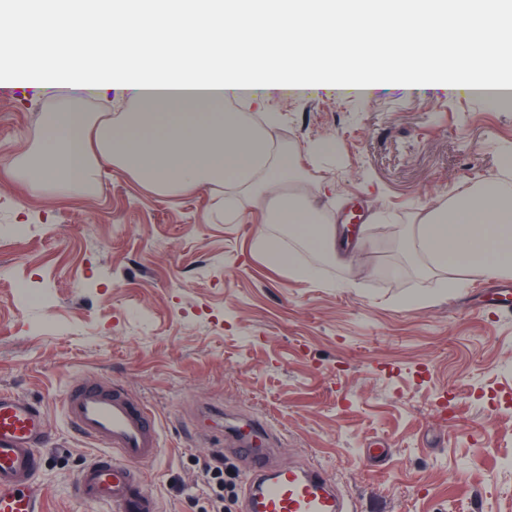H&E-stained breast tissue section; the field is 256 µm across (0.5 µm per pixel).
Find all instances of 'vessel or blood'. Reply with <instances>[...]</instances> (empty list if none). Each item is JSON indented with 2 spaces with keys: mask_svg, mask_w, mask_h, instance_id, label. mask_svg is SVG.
I'll return each mask as SVG.
<instances>
[{
  "mask_svg": "<svg viewBox=\"0 0 512 512\" xmlns=\"http://www.w3.org/2000/svg\"><path fill=\"white\" fill-rule=\"evenodd\" d=\"M62 410L74 433L98 449L83 465L73 496L111 512H161L138 471L161 452L159 425L144 400L119 385L80 381L65 393ZM46 422L40 403L0 390V512H44L36 475L48 439ZM266 432L265 423L254 421L234 441V453L247 467L241 512H353L323 469L277 461L261 444Z\"/></svg>",
  "mask_w": 512,
  "mask_h": 512,
  "instance_id": "vessel-or-blood-1",
  "label": "vessel or blood"
}]
</instances>
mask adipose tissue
<instances>
[{
    "mask_svg": "<svg viewBox=\"0 0 512 512\" xmlns=\"http://www.w3.org/2000/svg\"><path fill=\"white\" fill-rule=\"evenodd\" d=\"M465 7L488 34L481 49L471 30L445 24ZM509 15L512 0H79L66 16L63 55L36 69L13 36L41 13L12 11L0 19V64L58 90L61 118L46 124L41 164L6 170L28 191L67 197L95 188L106 159L158 194L204 186L244 195L260 223L256 251L290 277L315 270L302 253L281 250L268 225H286L307 250L354 269L361 249H338L335 225L300 176L303 153L274 139L276 115L227 111L229 97L343 87L349 71L368 65L426 85L449 63L456 89L496 103L512 95V28L500 23ZM104 89L139 100L140 111H83L84 94ZM387 234L422 274L444 275V287L512 277V180L465 189Z\"/></svg>",
    "mask_w": 512,
    "mask_h": 512,
    "instance_id": "adipose-tissue-1",
    "label": "adipose tissue"
}]
</instances>
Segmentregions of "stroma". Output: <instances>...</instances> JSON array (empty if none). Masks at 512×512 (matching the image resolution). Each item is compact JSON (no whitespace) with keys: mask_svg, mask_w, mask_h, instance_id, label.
Listing matches in <instances>:
<instances>
[{"mask_svg":"<svg viewBox=\"0 0 512 512\" xmlns=\"http://www.w3.org/2000/svg\"><path fill=\"white\" fill-rule=\"evenodd\" d=\"M358 77L372 90L230 106L276 114L285 147L335 144L303 177L340 227L361 223L363 268L330 260L294 280L254 251L245 198L229 222L221 191L159 195L114 166L83 195L23 190L4 166L41 143L54 102L0 74V389L45 408V512H109L71 494L95 453L61 409L78 380L152 407L162 452L140 472L162 512H200L215 450L233 485L224 512H239L245 465L225 453L226 427L250 418L272 426L282 461L325 467L359 512H512V315L480 308L477 281L439 293L382 230L498 175L512 103L459 94L448 69L427 86ZM19 283L48 300L20 304ZM377 440L380 465L365 452Z\"/></svg>","mask_w":512,"mask_h":512,"instance_id":"stroma-1","label":"stroma"}]
</instances>
